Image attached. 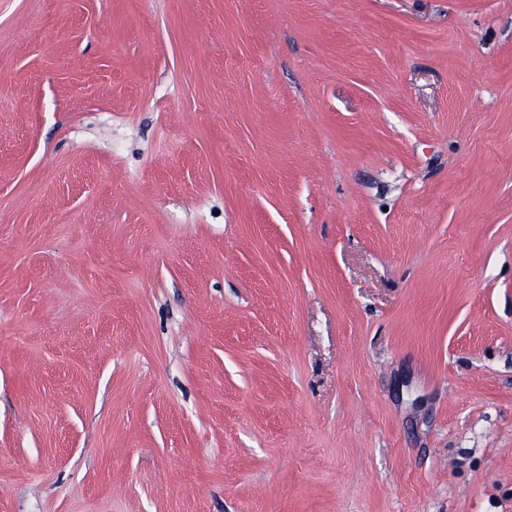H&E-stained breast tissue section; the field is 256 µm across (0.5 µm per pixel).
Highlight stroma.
<instances>
[{
    "label": "stroma",
    "mask_w": 512,
    "mask_h": 512,
    "mask_svg": "<svg viewBox=\"0 0 512 512\" xmlns=\"http://www.w3.org/2000/svg\"><path fill=\"white\" fill-rule=\"evenodd\" d=\"M0 512H512V0H0Z\"/></svg>",
    "instance_id": "1"
}]
</instances>
